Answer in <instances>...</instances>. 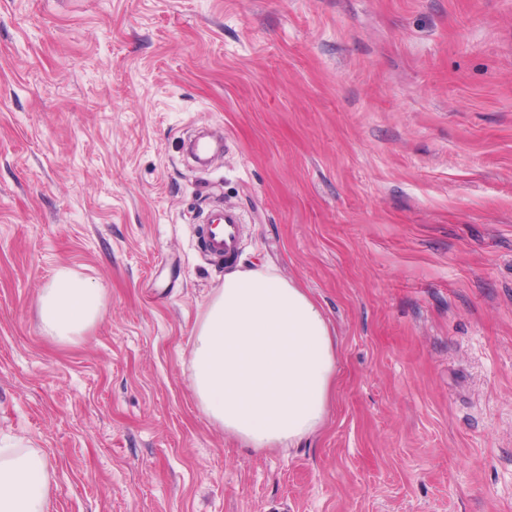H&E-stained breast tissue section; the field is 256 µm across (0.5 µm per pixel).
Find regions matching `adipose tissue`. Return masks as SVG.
<instances>
[{"instance_id": "obj_1", "label": "adipose tissue", "mask_w": 512, "mask_h": 512, "mask_svg": "<svg viewBox=\"0 0 512 512\" xmlns=\"http://www.w3.org/2000/svg\"><path fill=\"white\" fill-rule=\"evenodd\" d=\"M43 331L72 341L95 323L103 291L68 269L37 298ZM337 346L318 302L269 267L230 270L193 331L191 387L203 410L255 449L317 432L336 396ZM43 462L0 448V512H46Z\"/></svg>"}]
</instances>
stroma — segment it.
Returning a JSON list of instances; mask_svg holds the SVG:
<instances>
[{
    "label": "stroma",
    "mask_w": 512,
    "mask_h": 512,
    "mask_svg": "<svg viewBox=\"0 0 512 512\" xmlns=\"http://www.w3.org/2000/svg\"><path fill=\"white\" fill-rule=\"evenodd\" d=\"M217 205L230 265L194 235ZM233 265L336 331L292 448L190 387ZM63 267L104 294L69 343L36 314ZM2 447L48 512H512V0H0ZM241 220L232 211H219L213 215L209 224H201L197 235L207 257L230 261L238 253L241 244Z\"/></svg>",
    "instance_id": "1"
}]
</instances>
